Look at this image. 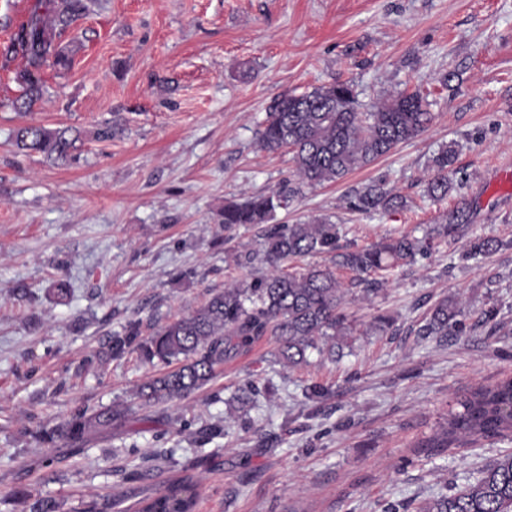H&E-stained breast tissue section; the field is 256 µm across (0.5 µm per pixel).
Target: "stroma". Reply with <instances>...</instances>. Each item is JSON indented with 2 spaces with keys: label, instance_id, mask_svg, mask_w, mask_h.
Listing matches in <instances>:
<instances>
[{
  "label": "stroma",
  "instance_id": "35a3bbf8",
  "mask_svg": "<svg viewBox=\"0 0 512 512\" xmlns=\"http://www.w3.org/2000/svg\"><path fill=\"white\" fill-rule=\"evenodd\" d=\"M34 2L0 0V512H29L19 489L61 512H134L189 462L196 512H404L512 453L500 439L424 446L459 395L512 376V183L493 182L512 168V0H104L63 34L72 67L46 69L48 92L25 113L11 106L25 61L4 50ZM338 81L367 106L421 90L434 120L338 182L299 186L289 155L257 147L258 123L281 93ZM112 121L119 133L96 139ZM32 122L78 135L79 160L20 153L13 132ZM446 146L453 190L435 202L424 186ZM379 179L404 208L352 209ZM285 185L297 193L275 223L328 216L354 248L423 237L461 202L467 221L378 293L339 270L355 325L342 358L313 350L291 368L266 337L202 389L143 405L134 392L157 369L109 355L111 336L132 322L150 335L265 274L264 225L225 229L224 203ZM479 236L500 249L465 258ZM446 296L471 334L420 335ZM380 314L392 327L377 328ZM250 383L257 401L239 409ZM316 383L326 393L312 401ZM115 404L129 412L108 432L38 438Z\"/></svg>",
  "mask_w": 512,
  "mask_h": 512
}]
</instances>
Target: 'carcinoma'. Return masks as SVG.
Here are the masks:
<instances>
[{
  "label": "carcinoma",
  "instance_id": "obj_1",
  "mask_svg": "<svg viewBox=\"0 0 512 512\" xmlns=\"http://www.w3.org/2000/svg\"><path fill=\"white\" fill-rule=\"evenodd\" d=\"M96 0H36L28 20L21 25L7 52L21 55L25 67L17 81L23 99L14 104L29 110L47 93L44 71L68 69L73 50L60 44L63 31L90 12ZM433 113L418 91L389 94L363 109L353 85L339 82L300 94L284 93L274 100L259 123L258 144L268 152L289 150L299 183L315 187L335 183L390 153L397 145L416 138L432 124ZM76 138L63 129L30 124L16 133L15 144L63 164L76 156ZM455 150L441 149L432 159L433 176L426 194L443 200L448 196V167ZM295 189L281 188L265 194L230 200L224 204V227L266 224L277 210L288 206ZM353 205L363 211H396L404 207L400 196L379 180L356 195ZM464 208H456L450 222L435 230L448 237L463 223ZM494 237H479L467 255L486 257L499 250ZM428 243L408 234L389 235L366 248L339 245L337 225L317 218L307 224L275 227L264 234L262 252L270 267L267 275L216 292L193 313L166 324L154 335L141 337L131 322L124 333L111 337L114 356L137 352L146 361L170 367L138 390L148 403L181 399L207 384L224 361L248 352L266 336L278 345L279 360L296 367L307 363L311 350L334 342L350 332L345 291L329 267H311L285 273L282 264L314 254L336 253V265L358 274L387 271L411 263ZM467 312L455 299L439 301L422 328L424 336H462ZM127 408L115 405L103 411L79 413L42 433V439L79 441L86 435L122 424ZM512 439V378L482 385L456 400V408L428 439L427 448L458 447L480 438ZM197 484L190 476L146 495L136 512H195ZM417 512H512V454L489 464L474 482L451 494L421 503Z\"/></svg>",
  "mask_w": 512,
  "mask_h": 512
}]
</instances>
